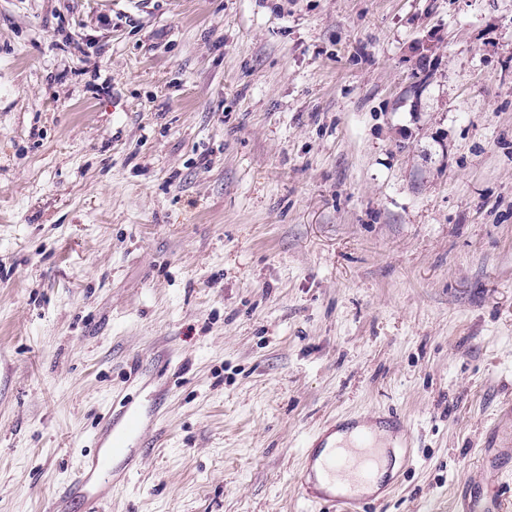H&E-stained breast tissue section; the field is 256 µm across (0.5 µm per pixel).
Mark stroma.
Masks as SVG:
<instances>
[{"mask_svg": "<svg viewBox=\"0 0 512 512\" xmlns=\"http://www.w3.org/2000/svg\"><path fill=\"white\" fill-rule=\"evenodd\" d=\"M128 397L103 512H319L391 411L370 512L512 486V0H0V512ZM378 423L388 429V432L385 430L379 429V434L383 437H389L388 441L396 442L398 447L401 448L404 453L403 457H408L411 452V443L408 431L405 429L404 424L402 423L401 419L395 415H388L387 417H379ZM387 441V442H388ZM370 422L358 421L339 426H350L348 434L353 442L325 449V439L336 431L330 422L304 448V464L299 476V490L303 499L318 504L328 512H366L381 491V459L371 445L375 431ZM495 442L486 450L481 460L483 469H491L500 474L512 473V437L500 435L498 430L492 431Z\"/></svg>", "mask_w": 512, "mask_h": 512, "instance_id": "35a3bbf8", "label": "stroma"}]
</instances>
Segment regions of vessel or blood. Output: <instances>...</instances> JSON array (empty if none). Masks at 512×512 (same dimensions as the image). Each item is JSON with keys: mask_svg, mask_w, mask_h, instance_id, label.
<instances>
[{"mask_svg": "<svg viewBox=\"0 0 512 512\" xmlns=\"http://www.w3.org/2000/svg\"><path fill=\"white\" fill-rule=\"evenodd\" d=\"M335 429V423L326 424L323 433L305 448L300 494L320 505L323 512H366L374 501L367 489L381 480V459L373 446L374 430L365 421L351 423L352 442L326 447V436ZM143 430L144 417L131 403H123L120 409L102 415L95 432L97 453L70 480L54 502L52 512H64L66 504L74 499L81 501L83 512H101L112 489L114 457L126 456ZM481 466L501 474L512 472V437L496 435ZM457 512H512V499L500 493L484 496L466 483L461 487Z\"/></svg>", "mask_w": 512, "mask_h": 512, "instance_id": "1", "label": "vessel or blood"}]
</instances>
